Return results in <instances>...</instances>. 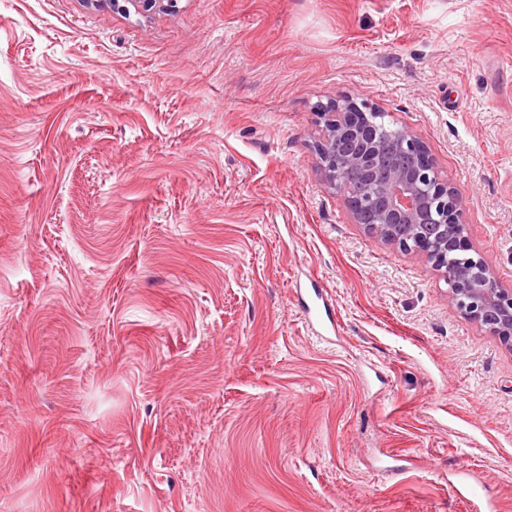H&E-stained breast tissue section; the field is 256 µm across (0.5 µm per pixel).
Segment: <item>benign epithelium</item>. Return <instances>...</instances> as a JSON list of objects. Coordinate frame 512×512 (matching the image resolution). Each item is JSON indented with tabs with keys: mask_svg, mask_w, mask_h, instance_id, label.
<instances>
[{
	"mask_svg": "<svg viewBox=\"0 0 512 512\" xmlns=\"http://www.w3.org/2000/svg\"><path fill=\"white\" fill-rule=\"evenodd\" d=\"M136 10L170 11L178 0H125ZM322 137L317 146L326 184L345 190L343 169L378 165L374 194L345 197L355 223L370 235L421 255L448 285V299L501 345L512 350V289L502 286L489 261L469 245L460 193L440 175L436 159L417 132L390 126L384 113L349 97L317 106ZM397 143L386 162L381 145Z\"/></svg>",
	"mask_w": 512,
	"mask_h": 512,
	"instance_id": "obj_1",
	"label": "benign epithelium"
}]
</instances>
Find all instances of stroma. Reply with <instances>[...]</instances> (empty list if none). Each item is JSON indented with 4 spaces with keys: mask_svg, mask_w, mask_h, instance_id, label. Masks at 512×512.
<instances>
[{
    "mask_svg": "<svg viewBox=\"0 0 512 512\" xmlns=\"http://www.w3.org/2000/svg\"><path fill=\"white\" fill-rule=\"evenodd\" d=\"M339 95L512 288V0H0V512H512V351L322 182Z\"/></svg>",
    "mask_w": 512,
    "mask_h": 512,
    "instance_id": "35a3bbf8",
    "label": "stroma"
}]
</instances>
